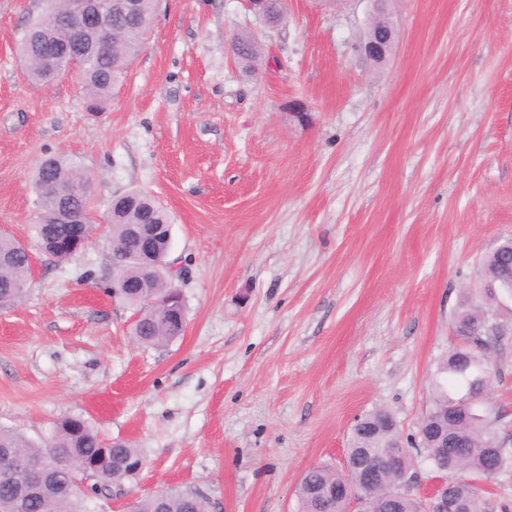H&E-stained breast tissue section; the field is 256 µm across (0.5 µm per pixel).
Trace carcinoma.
<instances>
[{
  "label": "carcinoma",
  "mask_w": 512,
  "mask_h": 512,
  "mask_svg": "<svg viewBox=\"0 0 512 512\" xmlns=\"http://www.w3.org/2000/svg\"><path fill=\"white\" fill-rule=\"evenodd\" d=\"M65 7V0H44L42 12L25 26L19 54L31 60L28 77L36 84L48 85L71 67H78L89 93V106L101 108L122 84L140 51L152 23L156 0H136L132 12L112 16V40L104 51L73 46L69 32L55 20L57 11ZM287 13L282 0H267L265 19L270 24H279ZM49 44L62 46L66 51L47 64L40 61L39 53ZM233 44L238 59L256 58L257 44L251 36L239 34L233 38ZM54 176L76 188L86 186L89 178L77 164L57 156L49 157L34 174L38 206L34 229L38 244L53 259L67 261L74 257L70 241L91 227L63 223L60 204L41 193L43 184ZM108 223L109 242L117 245L128 243L130 225H166L171 223V217L150 195L131 191L110 203ZM136 248L137 244H130L131 254L114 286L120 297L139 308L134 324L135 341L158 347L176 339L171 319L177 313H185V308L173 300L166 238L158 239L149 258L138 256ZM31 272V256L26 245L9 233H0L1 307L23 301ZM510 276L512 250L491 251L477 270V281L482 288L464 293L458 304L453 331L461 343L437 367L438 373L448 375L453 385L448 389L435 384L432 408L417 430L421 460L415 461V468L408 470L412 461L404 449L403 434L396 419L388 411L377 409L355 424L346 451L345 473L327 466H314L304 473L297 487L298 512H345V499L329 501L322 496L324 489L341 483L356 486L366 508L372 512H426L425 500L401 487L406 480L418 478V466L422 463L447 480L448 497L465 503L469 512H492L485 506L477 481L492 479L512 467V446L497 431L496 420L480 409L478 400L491 379V354L503 340L499 333L506 331L489 284ZM438 433L448 438L446 455L438 448L429 447V437ZM11 448L35 459L60 458V469L48 476L56 500L46 504L42 494L20 476L12 486H0V512L101 510L103 506L98 501L111 499L112 489L135 477L131 467L145 463L139 449L125 441L101 438L89 421L76 415L57 419L50 433L37 441L15 428L0 426V451ZM105 448L119 465L98 474L91 473V465ZM396 448L399 449L398 472L391 476V481L398 485L396 493L388 496L379 485L361 484L363 471L371 461ZM130 512H210V501L196 489L168 488L134 499Z\"/></svg>",
  "instance_id": "cac0c4a2"
}]
</instances>
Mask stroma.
I'll list each match as a JSON object with an SVG mask.
<instances>
[{"label": "stroma", "instance_id": "35a3bbf8", "mask_svg": "<svg viewBox=\"0 0 512 512\" xmlns=\"http://www.w3.org/2000/svg\"><path fill=\"white\" fill-rule=\"evenodd\" d=\"M39 7L0 0V231L33 243L50 155L93 176L95 230L69 261L33 252L25 300L0 309V425L37 440L80 415L139 448L109 512L166 487L296 512L358 418L384 408L416 434L463 291L512 237V0H390L380 67L371 0H288L274 27L245 0H161L98 113L78 76L29 82L16 44ZM133 190L167 208L185 268V330L161 347L108 293V205ZM492 360L481 405L512 435V340Z\"/></svg>", "mask_w": 512, "mask_h": 512}]
</instances>
